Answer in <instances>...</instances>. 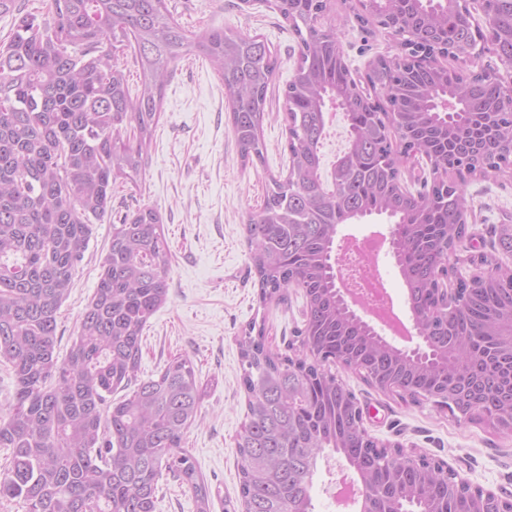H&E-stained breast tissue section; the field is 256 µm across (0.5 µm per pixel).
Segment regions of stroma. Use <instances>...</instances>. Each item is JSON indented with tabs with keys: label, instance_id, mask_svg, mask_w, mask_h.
Returning a JSON list of instances; mask_svg holds the SVG:
<instances>
[{
	"label": "stroma",
	"instance_id": "35a3bbf8",
	"mask_svg": "<svg viewBox=\"0 0 512 512\" xmlns=\"http://www.w3.org/2000/svg\"><path fill=\"white\" fill-rule=\"evenodd\" d=\"M187 31L230 28L267 38L287 81L297 64L294 34L268 0H169ZM357 0H331L330 16L343 53L357 74L379 57H394L398 39L374 25L361 26ZM264 126L266 163L243 167L225 109L224 87L208 62L183 59L165 88L149 165L136 188L112 198L113 217L139 207L156 209L163 220L172 259L166 302L143 331L141 369L157 373L168 359L189 355L206 389L201 414L185 436V447L206 478L211 512H241L235 437L244 420L242 366L237 336L253 320L264 323L273 349L285 351L303 324L305 298L294 289L286 301L261 304L249 271L244 225L261 207L268 173L286 169L283 101L271 96ZM473 198L466 222L472 234L459 254H479L492 227L512 224V178L471 179ZM112 235L110 219L96 222L58 317L59 356H66L84 308L98 282L100 259ZM363 409L364 424L405 453L447 462L471 484L512 494V435L452 417L433 402L407 404L397 395L339 370Z\"/></svg>",
	"mask_w": 512,
	"mask_h": 512
}]
</instances>
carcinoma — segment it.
I'll return each instance as SVG.
<instances>
[{
	"label": "carcinoma",
	"instance_id": "carcinoma-1",
	"mask_svg": "<svg viewBox=\"0 0 512 512\" xmlns=\"http://www.w3.org/2000/svg\"><path fill=\"white\" fill-rule=\"evenodd\" d=\"M361 23L411 34L402 54L381 58L361 93L333 26L318 20L326 0H281L278 13L298 41L282 87L288 167L269 177L263 205L244 224L259 300L302 290L303 327L280 353L250 322L238 340L246 395L238 432L239 492L246 512H315L311 496L325 450L361 474L377 512H473L482 491L429 459L408 461L363 424L340 365L402 400L451 398L456 416L486 413L512 422V224L494 230L486 272L452 274L459 291L438 299L448 252L470 237L466 186L512 168V88L475 76L472 50L489 45L512 65V0H370ZM14 18L0 42V363L16 391L0 418V499L23 512H156L158 481L171 475L211 512L208 482L184 438L204 388L187 355L141 375L143 330L168 295L170 246L149 207L112 225L99 280L65 359L56 353L57 315L92 234L112 216L119 186L143 179L165 87L178 62L210 60L224 85L243 165L265 164L268 94L279 87L266 38L233 29L187 33L168 0H46ZM128 51L139 84L131 91L117 52ZM456 66L442 63L444 59ZM342 110L347 145L336 176L325 172L330 112ZM426 155L433 178L415 193L398 186L393 140ZM374 215L393 224L394 258L416 326L430 343L414 361L368 333L336 299L332 253L340 226ZM127 391L112 400L117 391Z\"/></svg>",
	"mask_w": 512,
	"mask_h": 512
}]
</instances>
